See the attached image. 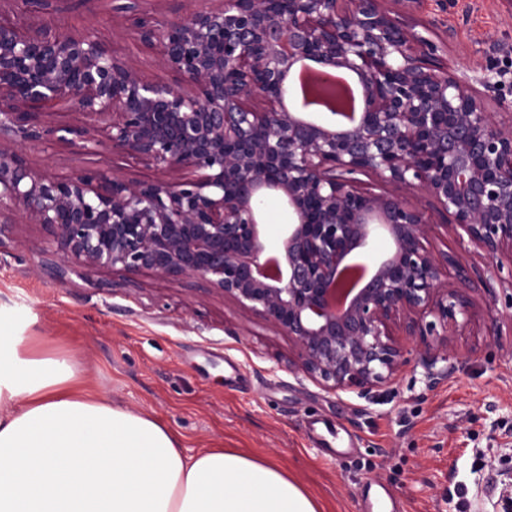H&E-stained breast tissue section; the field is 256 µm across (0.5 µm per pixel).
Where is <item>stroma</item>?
Segmentation results:
<instances>
[{
    "mask_svg": "<svg viewBox=\"0 0 512 512\" xmlns=\"http://www.w3.org/2000/svg\"><path fill=\"white\" fill-rule=\"evenodd\" d=\"M204 0H103L87 11L72 0L48 15L33 0L29 22L93 29L152 80L173 81L156 50L134 40L132 17L177 18ZM427 40L446 46L456 68L495 60L512 67V14L500 0H427L417 17ZM35 170L67 177L104 168L141 181L156 169L100 150L16 137ZM0 232V312L36 319L39 349L74 354L88 383L158 420L183 448H228L285 469L322 512H500L487 492L512 482V266L491 272L469 241L432 225V251L465 252L490 287L475 283L468 323L449 327L453 373L427 388L406 367L374 400L334 392L291 370L297 349L285 334L241 311L196 277L103 269L63 285L41 271L57 246L18 208Z\"/></svg>",
    "mask_w": 512,
    "mask_h": 512,
    "instance_id": "35a3bbf8",
    "label": "stroma"
}]
</instances>
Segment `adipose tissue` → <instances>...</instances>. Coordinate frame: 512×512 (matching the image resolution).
I'll return each instance as SVG.
<instances>
[{"label":"adipose tissue","mask_w":512,"mask_h":512,"mask_svg":"<svg viewBox=\"0 0 512 512\" xmlns=\"http://www.w3.org/2000/svg\"><path fill=\"white\" fill-rule=\"evenodd\" d=\"M0 317V512H320L277 464L186 453L151 416L88 387L65 351Z\"/></svg>","instance_id":"obj_1"}]
</instances>
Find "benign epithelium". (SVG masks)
I'll list each match as a JSON object with an SVG mask.
<instances>
[{
	"mask_svg": "<svg viewBox=\"0 0 512 512\" xmlns=\"http://www.w3.org/2000/svg\"><path fill=\"white\" fill-rule=\"evenodd\" d=\"M210 2L133 25L173 84L146 79L92 31L31 30L21 9L0 12V207L54 238L46 270L57 283L104 268L201 278L289 336L294 367L329 390L370 398L391 385L410 362L395 326L420 347L428 385L447 379L450 339L426 336L469 319L472 266L426 247V210L464 232L487 267L512 263L509 71L451 66L415 31L426 0ZM304 59L325 79L299 106L291 74ZM338 71L362 86L352 121L327 85ZM309 107L343 119H310ZM63 111L82 116L81 130L50 124ZM11 132L105 147L164 177L49 176L5 140ZM359 174L382 189L361 187ZM419 190L426 209L406 199ZM269 192L287 206L271 256L260 209ZM378 236L391 242L384 255Z\"/></svg>",
	"mask_w": 512,
	"mask_h": 512,
	"instance_id": "1",
	"label": "benign epithelium"
}]
</instances>
